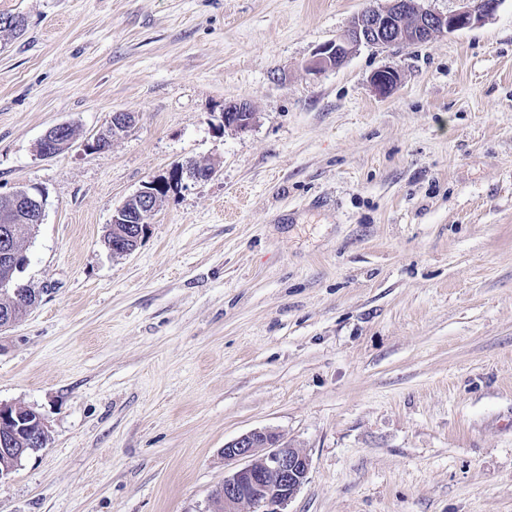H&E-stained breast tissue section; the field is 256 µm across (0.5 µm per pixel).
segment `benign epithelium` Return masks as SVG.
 <instances>
[{
	"mask_svg": "<svg viewBox=\"0 0 512 512\" xmlns=\"http://www.w3.org/2000/svg\"><path fill=\"white\" fill-rule=\"evenodd\" d=\"M463 7L443 15L417 6L416 0H389L386 7L368 8L357 15L342 38L322 45L311 63V70L320 72L340 66L359 45H394L425 42L435 34L453 33L469 28L494 13L501 0H462ZM398 81L391 68L376 71L371 82L375 92L385 97ZM224 125L245 130L254 114L244 101L224 103ZM133 116L112 114L105 130L85 143L88 151L108 148L112 140L128 131ZM73 142L71 127L53 126L42 140V155L55 157ZM157 184L148 182L115 210L112 223L124 224L119 239L108 242L116 255L133 252L144 238L148 220L159 206ZM15 208L20 210L27 227L35 229L43 221V202L28 189L14 191ZM16 230L11 217L0 220V264L14 273L17 266ZM17 306L28 311L40 294L34 288L15 290ZM48 437L43 416L22 406L0 402V456L14 462L40 450ZM224 482L213 492L207 512H284L285 506L304 484L310 460L307 455L281 441L269 430H255L224 444Z\"/></svg>",
	"mask_w": 512,
	"mask_h": 512,
	"instance_id": "obj_1",
	"label": "benign epithelium"
}]
</instances>
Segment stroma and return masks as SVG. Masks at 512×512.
<instances>
[{
	"mask_svg": "<svg viewBox=\"0 0 512 512\" xmlns=\"http://www.w3.org/2000/svg\"><path fill=\"white\" fill-rule=\"evenodd\" d=\"M387 3L0 0L25 21L0 32V195L44 203L0 402L49 427L0 512H206L258 429L310 459L287 512H512V0L310 71ZM116 112L134 125L86 151ZM190 162L217 173L172 181ZM149 181L147 234L112 254ZM223 119L225 127L245 130L252 124L254 114L244 101H228L224 104ZM71 127L67 124H58L53 126L42 140V155L45 157H55L67 150L72 142ZM157 186L151 181L145 183L142 189L115 210L112 223L120 226L125 224L126 229L119 234L121 240L107 242L113 254L126 255L133 252L144 238L149 227L148 220L159 206V196L155 189Z\"/></svg>",
	"mask_w": 512,
	"mask_h": 512,
	"instance_id": "35a3bbf8",
	"label": "stroma"
}]
</instances>
